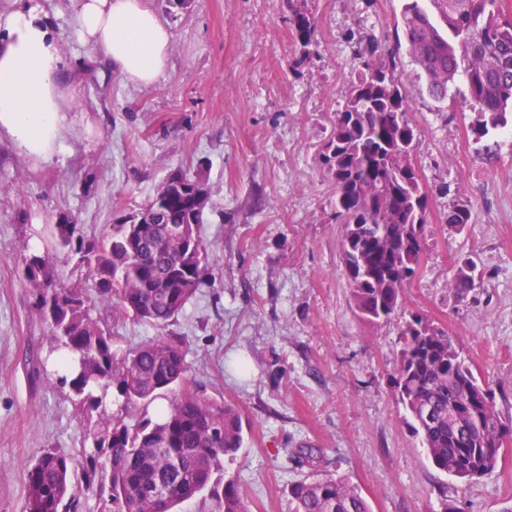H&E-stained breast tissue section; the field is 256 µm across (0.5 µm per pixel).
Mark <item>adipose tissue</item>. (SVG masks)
Here are the masks:
<instances>
[{"mask_svg": "<svg viewBox=\"0 0 512 512\" xmlns=\"http://www.w3.org/2000/svg\"><path fill=\"white\" fill-rule=\"evenodd\" d=\"M84 43L125 81L149 86L163 75L171 35L144 0H76ZM62 56L36 8L0 24V136L29 157L47 161L61 148L67 92Z\"/></svg>", "mask_w": 512, "mask_h": 512, "instance_id": "adipose-tissue-1", "label": "adipose tissue"}]
</instances>
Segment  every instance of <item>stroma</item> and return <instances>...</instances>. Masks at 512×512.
Here are the masks:
<instances>
[{"label":"stroma","mask_w":512,"mask_h":512,"mask_svg":"<svg viewBox=\"0 0 512 512\" xmlns=\"http://www.w3.org/2000/svg\"><path fill=\"white\" fill-rule=\"evenodd\" d=\"M171 33L154 85L127 83L79 39L75 0H39L63 58V150L40 162L0 140V512H26V464L43 448L73 452L82 428L65 390L38 372L50 335L21 273L45 252L48 225L87 234L144 204L171 172L210 192L200 235L206 283L168 327L191 375L239 410L245 445L225 462L249 512H293L292 482L310 470L355 486L372 512H501L512 504V452L474 481L433 466L404 420L391 376L410 313L444 326L512 421V139L494 157L468 135L477 114L438 113L401 54L418 129L414 157L430 200L424 262L390 324L354 314L339 260L341 227L321 165L331 119L366 47L396 44L405 0H296L316 18L318 53L296 66L286 0H144ZM473 224H445L455 195ZM479 288L456 298L462 260ZM315 449L314 467L295 449Z\"/></svg>","instance_id":"1"}]
</instances>
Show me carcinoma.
I'll list each match as a JSON object with an SVG mask.
<instances>
[{
	"instance_id": "1",
	"label": "carcinoma",
	"mask_w": 512,
	"mask_h": 512,
	"mask_svg": "<svg viewBox=\"0 0 512 512\" xmlns=\"http://www.w3.org/2000/svg\"><path fill=\"white\" fill-rule=\"evenodd\" d=\"M437 24L418 0L402 12L406 52L439 103L455 100L463 80L465 101L477 112L470 127L483 141L508 126L512 108V19L503 0H429ZM299 45L295 65L316 51L315 18L290 10ZM368 50L363 71L332 120L323 169L334 185L341 225L340 258L358 318L388 324L405 305L424 251L429 199L413 158L417 128L409 118L410 90L397 75V51ZM191 185L199 177L170 173L142 208L149 224L117 219L99 234L79 224L50 226L52 252L70 275L92 288H66L47 256L22 259L34 309L48 325L49 354H57L54 383L68 390L92 447L77 456L43 448L27 466V512H83L92 498L98 512H173L188 501L210 502L209 512H248L238 483L224 475L244 445L238 409L201 390L190 376L187 349L166 328L205 284L208 254L197 233ZM471 202L457 195L445 223L462 231L473 223ZM478 277L469 261L452 281L457 298ZM130 320L156 335L125 350L115 348L112 325ZM401 354L392 375L405 420L433 465L473 480L497 465L512 442L492 390L461 357L456 337L427 317L411 314L399 329ZM159 399L168 401L157 406ZM154 411L155 418L148 417ZM294 512H371L347 482L312 475L291 484Z\"/></svg>"
}]
</instances>
